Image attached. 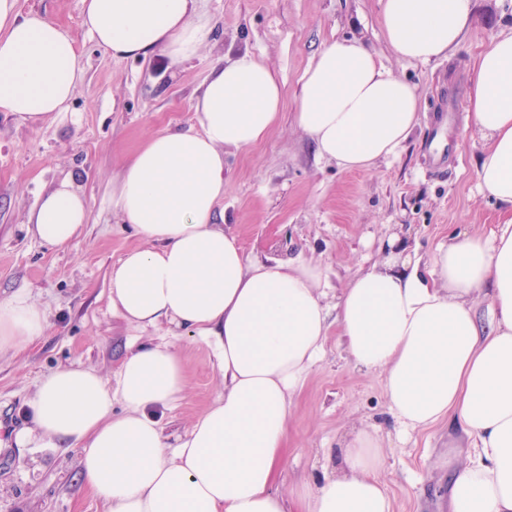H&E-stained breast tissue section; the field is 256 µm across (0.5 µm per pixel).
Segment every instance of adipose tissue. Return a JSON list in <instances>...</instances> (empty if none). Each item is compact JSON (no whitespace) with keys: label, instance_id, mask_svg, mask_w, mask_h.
<instances>
[{"label":"adipose tissue","instance_id":"1","mask_svg":"<svg viewBox=\"0 0 512 512\" xmlns=\"http://www.w3.org/2000/svg\"><path fill=\"white\" fill-rule=\"evenodd\" d=\"M472 22L470 0H383L384 35L401 59L448 56ZM83 26L114 58L160 51L176 64L193 60L212 32L198 0H84ZM86 73L68 30L0 0V112L57 119ZM468 103L490 143L479 190L501 207L500 223L485 235L451 234L427 258L389 238L382 261L352 275L330 308L318 262L249 259L222 227L224 153L269 134L282 90L252 55L213 66L195 105L198 130L156 133L123 166L112 210L148 246L113 265L109 299L132 325L173 323L210 341L223 393L168 447L148 411L184 398L182 359L171 342L136 343L115 380L71 365L44 376L17 443L35 433L43 447L77 450L83 480L108 512H393L383 440L364 429L346 439L335 470L287 496L276 489L292 402L334 325L354 367L381 373L402 429L446 420L472 438L468 462L450 474L449 512H512V33L480 54ZM419 111L413 85L362 41L343 39L323 45L305 72L296 121L321 156L368 171L400 154ZM87 220L67 181L28 216L33 233L60 249ZM45 329L29 295L0 299V354Z\"/></svg>","mask_w":512,"mask_h":512}]
</instances>
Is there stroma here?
I'll list each match as a JSON object with an SVG mask.
<instances>
[{
	"label": "stroma",
	"instance_id": "obj_1",
	"mask_svg": "<svg viewBox=\"0 0 512 512\" xmlns=\"http://www.w3.org/2000/svg\"><path fill=\"white\" fill-rule=\"evenodd\" d=\"M70 31L88 62L68 112L31 124L0 112V297L28 294L46 314L40 340L0 357V512H106L89 491L74 449L19 445L28 402L41 378L66 364L114 378L134 338L173 342L182 352L188 392L156 418L169 443L224 390L212 345L173 324L142 329L113 314V264L143 241L111 207L112 187L151 135L196 123L195 99L217 60L250 52L283 88L278 124L260 143L224 157V230L252 258L301 255L318 261L333 290L382 257L398 236L421 255L454 232L487 233L500 209L478 192L477 163L489 147L467 108L476 56L493 36L512 31V0H472L477 18L440 60H403L388 46L382 0H199L213 35L192 62L163 55L115 59L82 25V0H19ZM361 40L421 97L420 125L394 159L368 172L323 159L296 122L302 76L324 43ZM85 197L89 219L65 250L39 241L28 212L63 180ZM377 429L387 449L384 481L393 512H448V478L466 461L470 439L440 423L399 441L378 373L356 369L329 335L326 356L294 400L287 464L277 487L334 469L344 438Z\"/></svg>",
	"mask_w": 512,
	"mask_h": 512
}]
</instances>
